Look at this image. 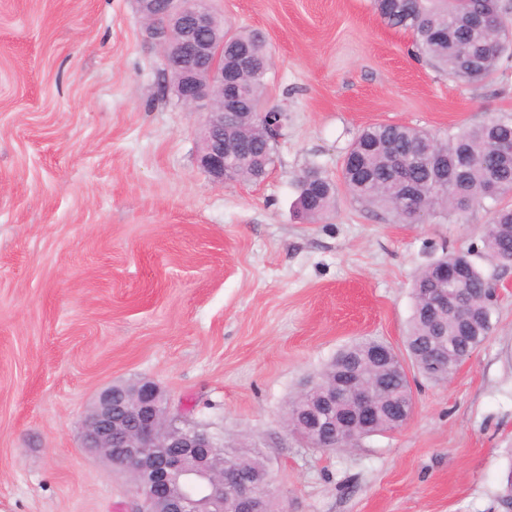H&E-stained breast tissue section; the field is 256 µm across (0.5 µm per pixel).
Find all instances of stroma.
<instances>
[{"label":"stroma","instance_id":"35a3bbf8","mask_svg":"<svg viewBox=\"0 0 512 512\" xmlns=\"http://www.w3.org/2000/svg\"><path fill=\"white\" fill-rule=\"evenodd\" d=\"M271 50L287 109L264 180L200 167L205 112L176 99L137 0H0V512H130L126 471L80 446L107 385L154 380L173 411L263 454L276 512H506L512 475V267L488 216L405 224L338 190L298 214L295 177L340 182L373 124L454 131L512 113V58L478 82L410 54L371 0H210ZM471 249L500 287L489 339L452 379L407 371L409 422L324 451L289 399L337 351L404 352L413 283Z\"/></svg>","mask_w":512,"mask_h":512}]
</instances>
